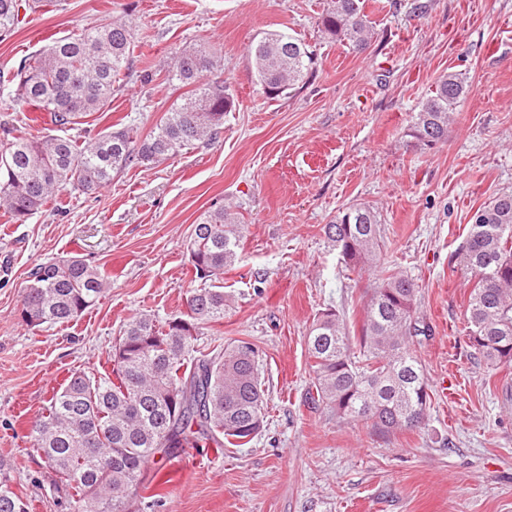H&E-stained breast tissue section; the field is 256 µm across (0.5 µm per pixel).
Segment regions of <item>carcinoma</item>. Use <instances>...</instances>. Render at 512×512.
I'll list each match as a JSON object with an SVG mask.
<instances>
[{
  "label": "carcinoma",
  "instance_id": "obj_1",
  "mask_svg": "<svg viewBox=\"0 0 512 512\" xmlns=\"http://www.w3.org/2000/svg\"><path fill=\"white\" fill-rule=\"evenodd\" d=\"M40 0H0V36L12 34L24 7ZM319 25L329 39L362 51L375 31L365 0H328ZM132 28L101 23L54 41L20 62L13 82L21 107L43 114V131L29 136L22 123H0V210L16 222L36 214L56 191L71 186L84 193L112 182L134 163L157 162L197 142L216 138L235 99L218 70L214 53L184 48L174 54L171 79L189 88L181 102L145 138L123 126L99 133L86 148L71 130L84 131L88 118L110 103L117 79L129 68ZM264 92L277 97L313 73L314 53L296 36L269 31L248 48ZM468 93L461 74L442 75L418 112L410 136L438 144ZM458 253L470 275L467 308L471 347L491 366L512 363V192H502L473 216ZM246 225L222 206L194 226L189 263L198 288L187 310L160 324L149 315L132 317L115 339L111 371L89 376L72 371L46 400L30 429V447L55 483L69 490L77 512H135L146 471L155 454L204 443L242 446L265 423L264 390L254 345L240 341L224 351L195 347L201 330L224 320L229 307L224 271L239 260ZM328 243L350 270H363L380 247L373 208L354 204L324 225ZM25 289L20 317L28 326L62 325L93 307L110 276L80 256L36 265ZM418 289L413 280L388 274L370 285L364 318L351 333L329 310L311 325L314 403L341 419L365 421L381 436L421 428L430 405L422 365L407 341L423 330L414 318ZM11 472L0 463V512H28L10 488Z\"/></svg>",
  "mask_w": 512,
  "mask_h": 512
}]
</instances>
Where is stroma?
<instances>
[{
    "label": "stroma",
    "mask_w": 512,
    "mask_h": 512,
    "mask_svg": "<svg viewBox=\"0 0 512 512\" xmlns=\"http://www.w3.org/2000/svg\"><path fill=\"white\" fill-rule=\"evenodd\" d=\"M367 0L378 37L356 52L318 21L327 0H43L0 37V75L52 41L104 20L131 22L130 68L92 133L122 123L145 137L182 88L175 51L221 58L236 108L217 138L153 164H133L93 194L60 190L16 224L0 214V458L29 512H70L68 495L24 455L49 391L70 371L108 368L134 315L165 321L192 287L189 245L213 205L247 226L239 263L224 274L230 308L198 345L255 344L265 383L264 429L246 445L180 448L149 469L140 512H512V365L477 357L467 335L470 288L456 256L476 210L512 190V0ZM284 30L316 57L306 84L271 97L247 49ZM154 74L145 82V71ZM469 85L445 142L408 134L437 79ZM373 207L382 246L371 271L341 264L323 227L353 203ZM79 255L112 276L95 306L65 325L19 317L38 263ZM413 279L424 334L410 346L428 379L424 425L378 437L308 400L306 336L333 308L359 328L362 298L381 271Z\"/></svg>",
    "instance_id": "stroma-1"
}]
</instances>
